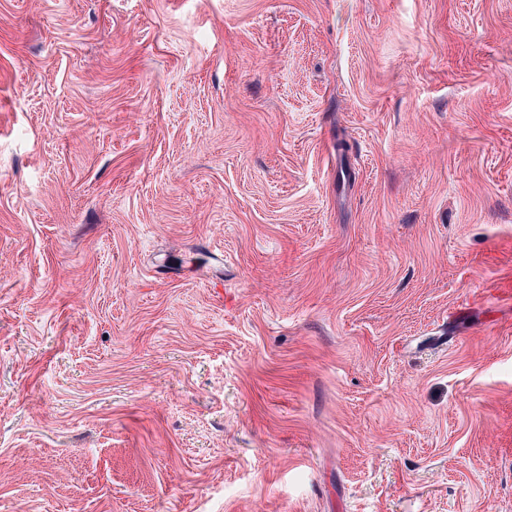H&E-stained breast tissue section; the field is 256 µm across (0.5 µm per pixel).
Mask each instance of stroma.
<instances>
[{
  "instance_id": "stroma-1",
  "label": "stroma",
  "mask_w": 512,
  "mask_h": 512,
  "mask_svg": "<svg viewBox=\"0 0 512 512\" xmlns=\"http://www.w3.org/2000/svg\"><path fill=\"white\" fill-rule=\"evenodd\" d=\"M0 512H512V0H0Z\"/></svg>"
}]
</instances>
